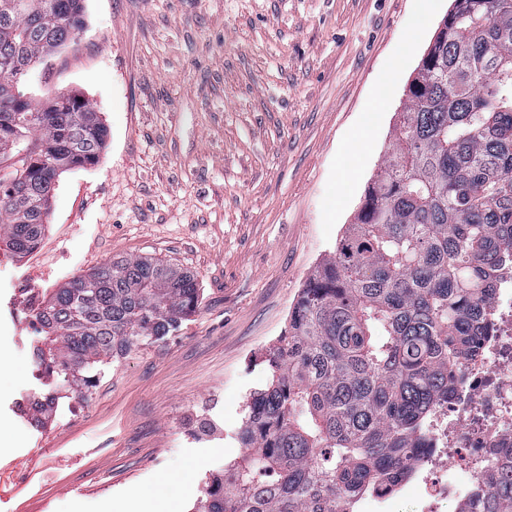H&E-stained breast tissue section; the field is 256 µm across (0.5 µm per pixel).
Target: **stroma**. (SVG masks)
I'll return each instance as SVG.
<instances>
[{"label": "stroma", "mask_w": 512, "mask_h": 512, "mask_svg": "<svg viewBox=\"0 0 512 512\" xmlns=\"http://www.w3.org/2000/svg\"><path fill=\"white\" fill-rule=\"evenodd\" d=\"M84 4L83 30L29 83L83 93L108 137L98 163L60 175L38 248L0 246V353L19 368L0 374V512H123L183 473L188 489L164 490L193 512L205 475L244 455L266 356L352 222L453 0ZM145 255L197 275V311L98 366L87 393L33 379L27 294ZM48 392L41 420L31 403Z\"/></svg>", "instance_id": "stroma-1"}]
</instances>
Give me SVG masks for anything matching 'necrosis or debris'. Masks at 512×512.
<instances>
[{"label":"necrosis or debris","instance_id":"1","mask_svg":"<svg viewBox=\"0 0 512 512\" xmlns=\"http://www.w3.org/2000/svg\"><path fill=\"white\" fill-rule=\"evenodd\" d=\"M486 329L478 356L448 378V395L433 408L425 446L409 475L385 490L365 494V512H393L413 498L418 512H480L492 461L512 450V266L500 267L484 308Z\"/></svg>","mask_w":512,"mask_h":512}]
</instances>
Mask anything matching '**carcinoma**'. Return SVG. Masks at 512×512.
Wrapping results in <instances>:
<instances>
[{"instance_id": "carcinoma-1", "label": "carcinoma", "mask_w": 512, "mask_h": 512, "mask_svg": "<svg viewBox=\"0 0 512 512\" xmlns=\"http://www.w3.org/2000/svg\"><path fill=\"white\" fill-rule=\"evenodd\" d=\"M84 0H0V241L35 250L59 176L98 163L108 131L82 93L24 89L74 40ZM512 259V0H453L417 67L395 139L355 216L302 288L251 395L247 457L196 512H339L391 484L424 444L448 371L477 353L495 272ZM200 305L195 274L118 258L39 303L37 364L64 384ZM483 512H512V456Z\"/></svg>"}]
</instances>
